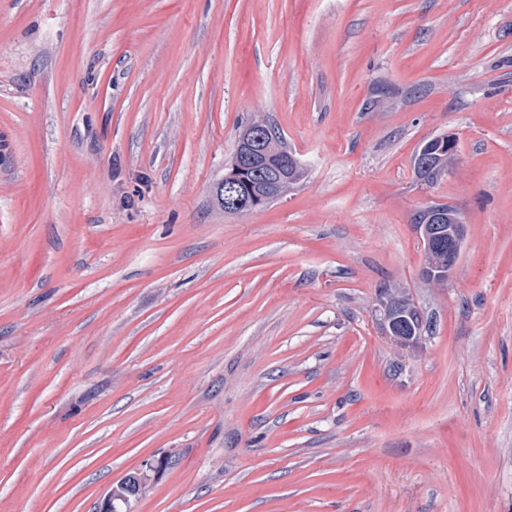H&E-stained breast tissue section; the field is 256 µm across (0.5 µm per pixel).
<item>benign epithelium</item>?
Segmentation results:
<instances>
[{"instance_id": "1", "label": "benign epithelium", "mask_w": 512, "mask_h": 512, "mask_svg": "<svg viewBox=\"0 0 512 512\" xmlns=\"http://www.w3.org/2000/svg\"><path fill=\"white\" fill-rule=\"evenodd\" d=\"M278 132L272 127L264 125L245 132L239 139L242 151L237 158L235 175L228 177L230 181H247V174L259 168L272 174V179L261 186L254 198L250 200H234L242 212H248L261 207L271 198H279L290 188L296 171L300 168L298 159L290 155L283 157L276 145ZM420 236L424 244L425 254L430 255L441 245L439 233L433 231V226L422 224ZM464 225H453V231L448 234V262L443 269L449 271L455 265L461 250ZM382 308V329L386 336L401 345H410L420 339V334L409 333L396 327L390 320L392 302L388 295L382 294L379 298ZM161 460H147L144 470L125 475L115 486L105 494L97 512H120L118 504L125 506V512H131V504L140 498V495L150 487L148 472L160 469Z\"/></svg>"}]
</instances>
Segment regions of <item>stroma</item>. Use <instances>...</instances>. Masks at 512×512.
Wrapping results in <instances>:
<instances>
[{
  "instance_id": "35a3bbf8",
  "label": "stroma",
  "mask_w": 512,
  "mask_h": 512,
  "mask_svg": "<svg viewBox=\"0 0 512 512\" xmlns=\"http://www.w3.org/2000/svg\"><path fill=\"white\" fill-rule=\"evenodd\" d=\"M254 117L305 174L227 213ZM162 456L134 512H512V0H0V512ZM448 138L450 136L442 134L430 139L417 153V155L425 154L430 160V165L427 168L423 167L428 163L425 158L421 160L422 166L416 165L419 176L425 178L428 182L444 174L451 166L453 153H448V147L452 144V138ZM440 206L441 205L427 207L419 211L414 217L415 224H421L418 228L422 230L420 236L424 244L425 255H431L441 245V242L437 238L440 234L435 232V230L432 231V229H435L437 224H446V226H448V224L453 225V231L448 234V255L446 248L443 253H435L431 256L435 263H440L443 260L447 261L448 258L447 265L442 267L445 270L443 271L444 273H436L431 265H425L424 267L426 274L431 275L433 278L440 274H446L447 271L449 272L455 265L460 254L464 233V224H458L460 217L455 209L448 207L449 217L444 216L439 219L436 217V212ZM391 294L393 305L397 311L404 312L409 306H411L410 300L404 295L394 292ZM392 302L388 295L380 293L379 304L382 308L383 314L381 325L385 335L401 345L416 343L421 337L419 332L416 333L412 331V333H408L407 331L396 327L390 320Z\"/></svg>"
}]
</instances>
